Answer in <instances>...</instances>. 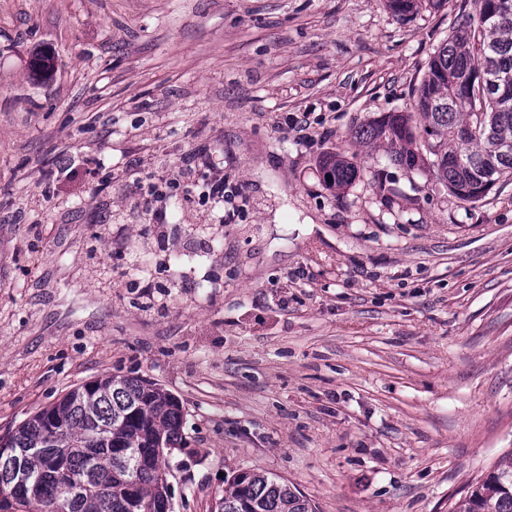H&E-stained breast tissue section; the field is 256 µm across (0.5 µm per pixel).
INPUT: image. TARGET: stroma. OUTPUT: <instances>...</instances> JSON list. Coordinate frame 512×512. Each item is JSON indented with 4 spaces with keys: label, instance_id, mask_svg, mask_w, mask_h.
<instances>
[{
    "label": "stroma",
    "instance_id": "1",
    "mask_svg": "<svg viewBox=\"0 0 512 512\" xmlns=\"http://www.w3.org/2000/svg\"><path fill=\"white\" fill-rule=\"evenodd\" d=\"M478 12L0 0V434L138 376L182 406L173 512L251 469L316 512H449L512 452V178L464 202L353 135ZM319 168L323 181L329 188H343L352 184L358 174L359 168L353 161L340 158L336 154H325L319 159ZM331 177L332 182H328Z\"/></svg>",
    "mask_w": 512,
    "mask_h": 512
}]
</instances>
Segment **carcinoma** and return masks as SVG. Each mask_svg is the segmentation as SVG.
<instances>
[{"mask_svg":"<svg viewBox=\"0 0 512 512\" xmlns=\"http://www.w3.org/2000/svg\"><path fill=\"white\" fill-rule=\"evenodd\" d=\"M405 19L417 0H386ZM421 132L433 173L459 200L477 202L487 185L512 175V0H480L478 17L438 46L409 112H390L355 131L360 143L386 144L389 160L409 170L425 164L414 149ZM325 185L352 184L358 166L336 154L319 159ZM54 417L61 440L43 438ZM182 406L140 377L112 375L84 382L0 436L15 450L0 460V497L19 471L41 485L35 501L14 498V512H57L62 502L57 468L87 476L66 512H162L169 498V449L181 447ZM215 512H315L296 488L266 472H237L226 480ZM450 512H512V453L468 487Z\"/></svg>","mask_w":512,"mask_h":512,"instance_id":"cac0c4a2","label":"carcinoma"}]
</instances>
